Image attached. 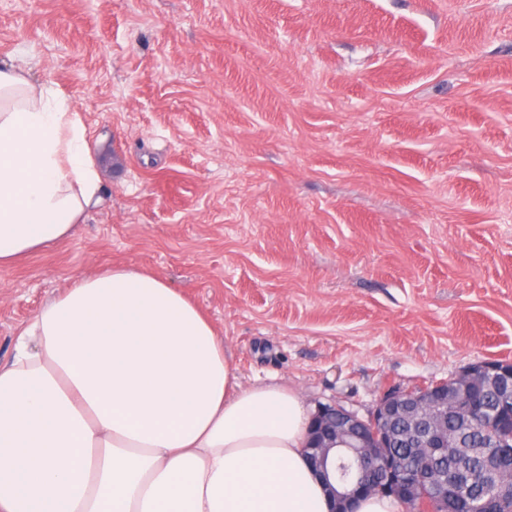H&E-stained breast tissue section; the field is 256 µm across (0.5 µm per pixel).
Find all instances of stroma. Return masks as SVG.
Returning <instances> with one entry per match:
<instances>
[{"label":"stroma","instance_id":"stroma-1","mask_svg":"<svg viewBox=\"0 0 512 512\" xmlns=\"http://www.w3.org/2000/svg\"><path fill=\"white\" fill-rule=\"evenodd\" d=\"M102 199L0 269V362L81 275L152 272L243 385L367 417L512 361V0H0Z\"/></svg>","mask_w":512,"mask_h":512}]
</instances>
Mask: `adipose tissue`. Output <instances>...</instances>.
Listing matches in <instances>:
<instances>
[{
	"label": "adipose tissue",
	"instance_id": "adipose-tissue-1",
	"mask_svg": "<svg viewBox=\"0 0 512 512\" xmlns=\"http://www.w3.org/2000/svg\"><path fill=\"white\" fill-rule=\"evenodd\" d=\"M101 180L70 98L0 62V267L69 237ZM310 416L243 386L213 324L152 273L81 277L0 365V512H332Z\"/></svg>",
	"mask_w": 512,
	"mask_h": 512
}]
</instances>
